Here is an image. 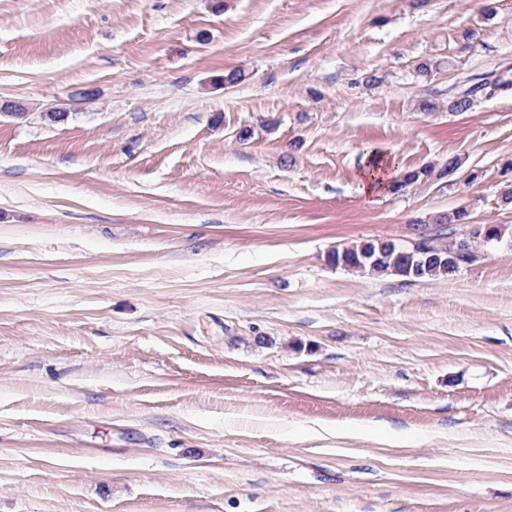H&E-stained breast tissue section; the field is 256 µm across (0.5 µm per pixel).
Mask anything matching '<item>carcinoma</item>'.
Returning a JSON list of instances; mask_svg holds the SVG:
<instances>
[{
    "instance_id": "carcinoma-1",
    "label": "carcinoma",
    "mask_w": 512,
    "mask_h": 512,
    "mask_svg": "<svg viewBox=\"0 0 512 512\" xmlns=\"http://www.w3.org/2000/svg\"><path fill=\"white\" fill-rule=\"evenodd\" d=\"M457 171V162L448 160L440 170L433 168L408 169L402 177L392 184V193H399L408 186L419 181H429L436 177L440 180L451 179ZM504 185L501 188V202L507 206L512 204V161L503 165ZM470 220V212L464 207H458L446 213H442L433 219L435 224H467ZM482 239L486 244L492 243V239L479 234L465 238L457 242L453 236H448L444 243L438 242L435 235H426V243L423 261L411 267L401 250V244L392 240L367 241L336 249V254L329 256V261L338 266L352 271L368 272L378 276H398L410 281L450 278L457 274L455 269L456 258L459 249L469 253H480L477 239Z\"/></svg>"
}]
</instances>
